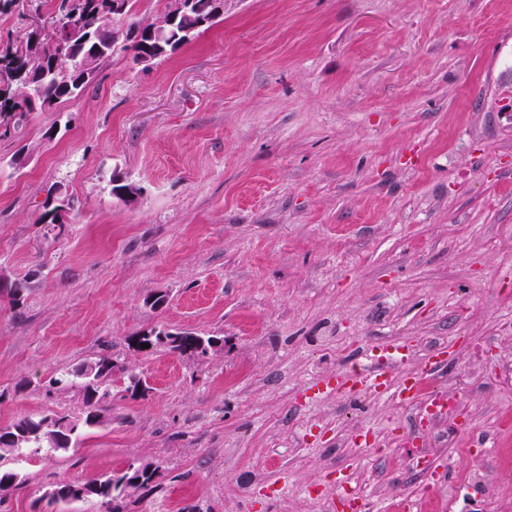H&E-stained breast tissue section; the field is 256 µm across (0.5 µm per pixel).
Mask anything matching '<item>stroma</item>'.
<instances>
[{
	"label": "stroma",
	"mask_w": 512,
	"mask_h": 512,
	"mask_svg": "<svg viewBox=\"0 0 512 512\" xmlns=\"http://www.w3.org/2000/svg\"><path fill=\"white\" fill-rule=\"evenodd\" d=\"M0 277L23 285L0 288V425L82 416L49 378L115 365L76 448L0 460L23 478L0 512L133 461L155 488L128 512H338L340 473L389 512L421 452L450 473L429 512H512V468L480 453L512 449V0H224L152 64L116 49L0 138ZM163 327L224 345L138 348ZM385 342L400 378L448 344L429 389L455 409L311 399ZM470 469L488 490L458 492Z\"/></svg>",
	"instance_id": "35a3bbf8"
}]
</instances>
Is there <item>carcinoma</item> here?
<instances>
[{"label":"carcinoma","instance_id":"1","mask_svg":"<svg viewBox=\"0 0 512 512\" xmlns=\"http://www.w3.org/2000/svg\"><path fill=\"white\" fill-rule=\"evenodd\" d=\"M28 3L34 20L20 44L0 52V128L18 130L27 113L51 107L62 100L81 96L97 77L102 62L114 52V23L131 16L137 0H121V11L114 15L104 9L106 0H59L51 30L40 20L37 0H0V14H8ZM220 15L216 0H192L189 9L162 33H154L150 22L127 32L133 38L137 57L155 60L169 51L190 43L200 30ZM95 67L87 71L83 58ZM114 364L109 358L80 363L48 380L51 387H65L83 394L86 411L81 417L54 412L39 418H22L0 426V457L26 451L66 453L76 447L82 429L103 423L99 401L108 394ZM155 469L140 464L128 473L131 489L138 492L152 481ZM121 473H107L83 484L54 485L73 500L90 504L91 512H123L122 500L128 493L119 487ZM21 484L20 472L0 469V493Z\"/></svg>","mask_w":512,"mask_h":512}]
</instances>
